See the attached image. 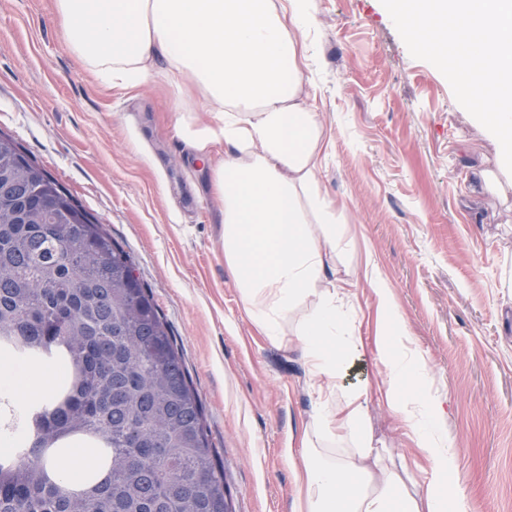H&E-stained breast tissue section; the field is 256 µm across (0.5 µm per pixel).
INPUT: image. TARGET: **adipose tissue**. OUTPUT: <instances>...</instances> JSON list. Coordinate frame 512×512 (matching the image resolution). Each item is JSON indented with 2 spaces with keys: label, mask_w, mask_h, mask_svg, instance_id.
<instances>
[{
  "label": "adipose tissue",
  "mask_w": 512,
  "mask_h": 512,
  "mask_svg": "<svg viewBox=\"0 0 512 512\" xmlns=\"http://www.w3.org/2000/svg\"><path fill=\"white\" fill-rule=\"evenodd\" d=\"M53 12L99 84L160 80L182 99L178 133L224 203V260L242 304L261 335L290 339L307 366L314 405L291 460L303 512H474L427 362L406 354L407 324L379 275L370 286L388 320L390 344L377 351L386 402L425 449L429 479L416 482L405 456L374 446L368 388L340 383L359 349L356 281L332 276L345 240L317 182L324 125L303 94L306 0L284 11L274 0H53Z\"/></svg>",
  "instance_id": "obj_1"
}]
</instances>
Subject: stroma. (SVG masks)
<instances>
[{"label": "stroma", "instance_id": "35a3bbf8", "mask_svg": "<svg viewBox=\"0 0 512 512\" xmlns=\"http://www.w3.org/2000/svg\"><path fill=\"white\" fill-rule=\"evenodd\" d=\"M311 98L325 125L319 185L342 202L336 274L371 270L392 289L458 441L480 512H512V174L497 139L413 58L380 0H307ZM173 90L115 93L76 62L51 0H0V131L50 170L113 239L182 348L227 476L233 512H296L288 447L312 408L298 352L246 315L219 239L209 173L175 131ZM496 171L474 196L472 171ZM362 347L343 380L367 385V423L409 462L425 459L388 410L378 345L387 320L355 289Z\"/></svg>", "mask_w": 512, "mask_h": 512}]
</instances>
